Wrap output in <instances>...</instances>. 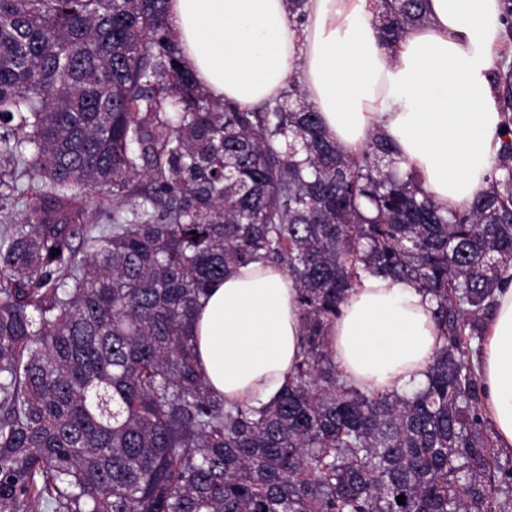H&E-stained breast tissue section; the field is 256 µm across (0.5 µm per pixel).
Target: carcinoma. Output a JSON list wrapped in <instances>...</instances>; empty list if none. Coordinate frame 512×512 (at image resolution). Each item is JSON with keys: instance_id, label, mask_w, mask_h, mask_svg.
Instances as JSON below:
<instances>
[{"instance_id": "cac0c4a2", "label": "carcinoma", "mask_w": 512, "mask_h": 512, "mask_svg": "<svg viewBox=\"0 0 512 512\" xmlns=\"http://www.w3.org/2000/svg\"><path fill=\"white\" fill-rule=\"evenodd\" d=\"M166 3L0 0V204L25 211L0 226V512H512L479 375L512 269V139L444 211L382 133L344 153L292 76L251 109L216 101ZM374 21L390 45L427 0ZM493 75L511 125L512 62ZM85 191L112 223L87 222ZM259 259L295 283L304 351L254 407L209 390L192 322ZM363 273L435 302L424 386L363 390L331 363Z\"/></svg>"}]
</instances>
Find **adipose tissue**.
<instances>
[{
	"instance_id": "obj_1",
	"label": "adipose tissue",
	"mask_w": 512,
	"mask_h": 512,
	"mask_svg": "<svg viewBox=\"0 0 512 512\" xmlns=\"http://www.w3.org/2000/svg\"><path fill=\"white\" fill-rule=\"evenodd\" d=\"M372 0H168L185 64L210 94L243 107L273 98L296 74L330 139L360 153L386 135L443 209L488 190L504 117L493 72L505 24L501 0H428L430 22L395 47L371 22ZM416 285L363 275L327 329L339 373L360 387L404 391L425 382L443 339ZM200 367L226 401L277 399L303 348L293 280L256 261L208 288L196 312ZM484 405L512 447V285L497 294L482 350Z\"/></svg>"
}]
</instances>
